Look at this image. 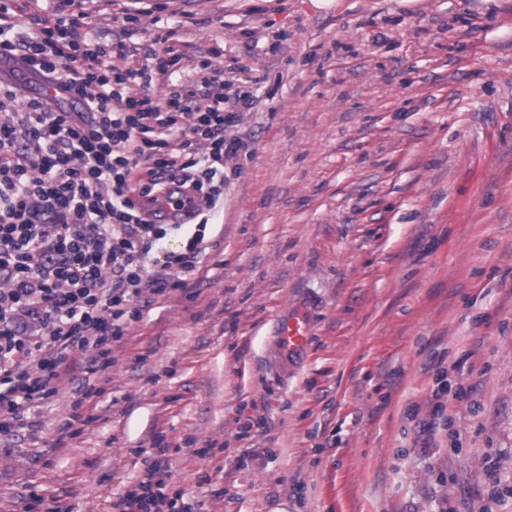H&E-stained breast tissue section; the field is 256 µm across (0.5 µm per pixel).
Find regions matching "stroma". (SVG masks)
<instances>
[{
  "mask_svg": "<svg viewBox=\"0 0 512 512\" xmlns=\"http://www.w3.org/2000/svg\"><path fill=\"white\" fill-rule=\"evenodd\" d=\"M224 49L205 279L112 345L83 426L0 440V503L112 512L155 442L198 512H512V0H142ZM317 300L310 356L269 370ZM314 306L311 297L302 293L276 321L266 361L273 371L284 378L295 373L308 357Z\"/></svg>",
  "mask_w": 512,
  "mask_h": 512,
  "instance_id": "obj_1",
  "label": "stroma"
}]
</instances>
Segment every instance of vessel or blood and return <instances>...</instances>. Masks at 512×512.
Masks as SVG:
<instances>
[{
    "label": "vessel or blood",
    "mask_w": 512,
    "mask_h": 512,
    "mask_svg": "<svg viewBox=\"0 0 512 512\" xmlns=\"http://www.w3.org/2000/svg\"><path fill=\"white\" fill-rule=\"evenodd\" d=\"M136 205L146 211L149 222L154 224H188L193 219L192 209L183 204L178 195L173 196L170 203L161 209L142 198L137 199ZM314 306L310 296L300 294L293 300L288 311L281 313L276 321L266 361L280 376L295 373L308 357Z\"/></svg>",
    "instance_id": "vessel-or-blood-1"
}]
</instances>
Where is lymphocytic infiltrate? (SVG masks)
<instances>
[{
    "instance_id": "obj_1",
    "label": "lymphocytic infiltrate",
    "mask_w": 512,
    "mask_h": 512,
    "mask_svg": "<svg viewBox=\"0 0 512 512\" xmlns=\"http://www.w3.org/2000/svg\"><path fill=\"white\" fill-rule=\"evenodd\" d=\"M75 2L0 0V50L61 85L27 96L0 81V438L32 431V408L67 393L76 374H105L127 327L201 274L224 164L243 147L226 135L239 115L224 109L220 48L182 79L176 30L134 43L141 12L120 0V33L91 36ZM21 16L32 35L18 31ZM177 188L197 222L167 249L174 225L147 222L134 200L162 203ZM164 453L112 512H174Z\"/></svg>"
}]
</instances>
